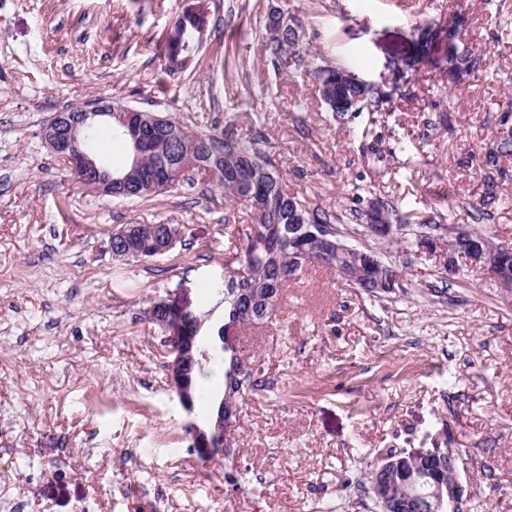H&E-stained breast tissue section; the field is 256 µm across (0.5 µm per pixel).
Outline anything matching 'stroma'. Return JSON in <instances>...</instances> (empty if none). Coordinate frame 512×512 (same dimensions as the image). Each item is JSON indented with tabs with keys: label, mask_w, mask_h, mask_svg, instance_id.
Listing matches in <instances>:
<instances>
[{
	"label": "stroma",
	"mask_w": 512,
	"mask_h": 512,
	"mask_svg": "<svg viewBox=\"0 0 512 512\" xmlns=\"http://www.w3.org/2000/svg\"><path fill=\"white\" fill-rule=\"evenodd\" d=\"M207 0V40L170 74L161 42L185 0H0V501L24 512H378L370 453L462 449L459 512H512V291L484 271L442 274L439 259L347 243L397 268L377 298L314 267L286 288L272 322L239 333L257 386L223 455L201 461L169 382L154 302L202 308L252 217L204 181L139 201L85 192L43 145L54 113L95 98L158 111L192 131L234 121L281 169L290 192L349 208L366 167L352 125L321 104L309 67H275L271 8L303 44L367 80L409 83L391 103L412 148L381 194L423 223L464 211L482 175L462 159L512 97V0ZM469 21L456 37V14ZM491 58L454 86L449 44ZM303 109H296V102ZM455 106L456 132L428 123ZM126 224H172L174 248L113 259Z\"/></svg>",
	"instance_id": "stroma-1"
}]
</instances>
